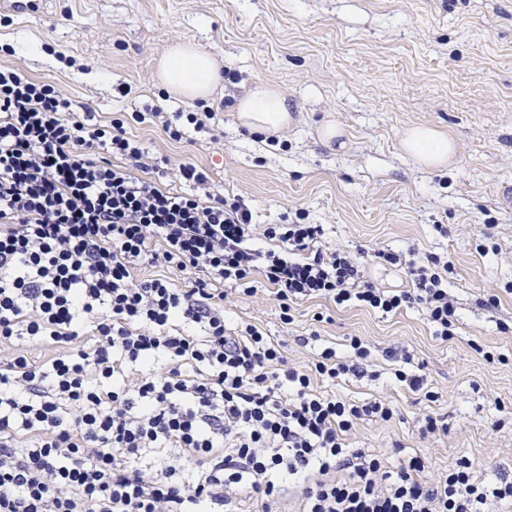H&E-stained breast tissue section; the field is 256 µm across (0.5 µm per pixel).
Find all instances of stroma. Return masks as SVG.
Returning a JSON list of instances; mask_svg holds the SVG:
<instances>
[{
  "label": "stroma",
  "instance_id": "stroma-1",
  "mask_svg": "<svg viewBox=\"0 0 512 512\" xmlns=\"http://www.w3.org/2000/svg\"><path fill=\"white\" fill-rule=\"evenodd\" d=\"M176 42L219 62L223 80L208 100L160 85L159 61ZM1 66L53 82L105 120L148 106L211 113L179 141L152 117L128 122V137L163 159L162 184L191 162L211 192L241 198L253 223L302 220L323 226L329 249L448 259L456 322L447 340L418 305L384 315L313 299L295 304L286 325L262 290L227 317L274 336L303 370L327 347L349 359L351 337H361L371 375L315 376L311 387L390 403V421H360L352 437L389 467L420 455L439 478L466 455L478 479L512 472V208L496 196L512 183V0H47L40 11L0 9ZM263 83L292 105L293 123L274 137L236 119L238 98ZM328 122L341 129L329 142L320 134ZM416 125L455 141L448 169L404 152L403 133ZM492 295L496 305L483 306ZM394 348L409 350L411 364L389 360ZM401 367L423 377V390L396 380ZM428 414L445 420L447 435L419 437Z\"/></svg>",
  "mask_w": 512,
  "mask_h": 512
}]
</instances>
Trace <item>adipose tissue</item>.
<instances>
[{"mask_svg": "<svg viewBox=\"0 0 512 512\" xmlns=\"http://www.w3.org/2000/svg\"><path fill=\"white\" fill-rule=\"evenodd\" d=\"M219 80L213 57L190 44L171 46L160 62L161 85L188 99H207ZM236 108L240 123L253 131L276 133L293 121L287 96L269 84L257 85ZM402 146L419 165L436 170L446 168L456 152L446 133L427 125L405 131Z\"/></svg>", "mask_w": 512, "mask_h": 512, "instance_id": "adipose-tissue-1", "label": "adipose tissue"}]
</instances>
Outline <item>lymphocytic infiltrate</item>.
Segmentation results:
<instances>
[{
    "mask_svg": "<svg viewBox=\"0 0 512 512\" xmlns=\"http://www.w3.org/2000/svg\"><path fill=\"white\" fill-rule=\"evenodd\" d=\"M123 118L98 120L46 80L0 68V512H512V477L488 483L460 457L427 479L349 445L358 421H390L376 398L313 394L311 374L364 375L325 348L313 373L289 366L256 325L225 308L270 287L283 324L323 299L384 314L423 305L452 335L440 257L413 285L370 281L319 224H255L240 201L179 165L177 187L146 178ZM166 275L137 277L140 266ZM59 352L39 364L31 342Z\"/></svg>",
    "mask_w": 512,
    "mask_h": 512,
    "instance_id": "f902f5d3",
    "label": "lymphocytic infiltrate"
}]
</instances>
